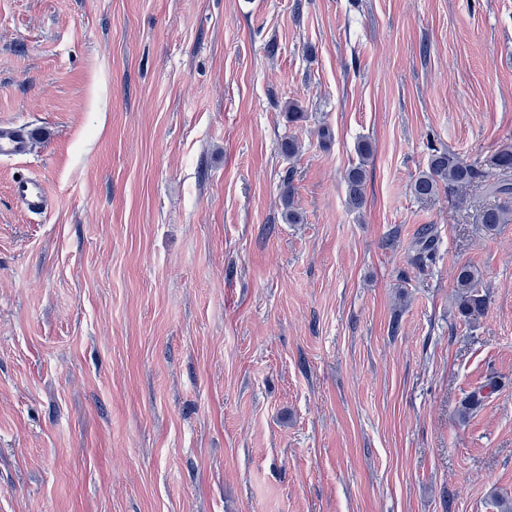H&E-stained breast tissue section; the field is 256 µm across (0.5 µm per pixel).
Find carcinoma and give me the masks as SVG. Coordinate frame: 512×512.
I'll return each mask as SVG.
<instances>
[{"instance_id": "obj_1", "label": "carcinoma", "mask_w": 512, "mask_h": 512, "mask_svg": "<svg viewBox=\"0 0 512 512\" xmlns=\"http://www.w3.org/2000/svg\"><path fill=\"white\" fill-rule=\"evenodd\" d=\"M361 162L348 169L345 177L347 203L353 210H360L366 202L365 162L371 156L372 148L368 141L357 145ZM480 186L494 198L478 213L476 222L488 231L501 224L512 223V143L501 145L494 154L484 160L467 162L446 148L431 149L428 170L419 175L412 184V192L418 198L436 195L439 190L463 200L469 188ZM292 181L285 176L282 186V200L287 210L288 223L295 224L300 215L293 207ZM420 252L418 261L431 259L435 252L433 227L421 228L419 237ZM456 302L458 312L465 321H477L487 310L489 296L480 291L481 275L471 265L464 264L455 273ZM495 391V384H483L470 391L461 404V414L467 415L479 408L486 398Z\"/></svg>"}]
</instances>
